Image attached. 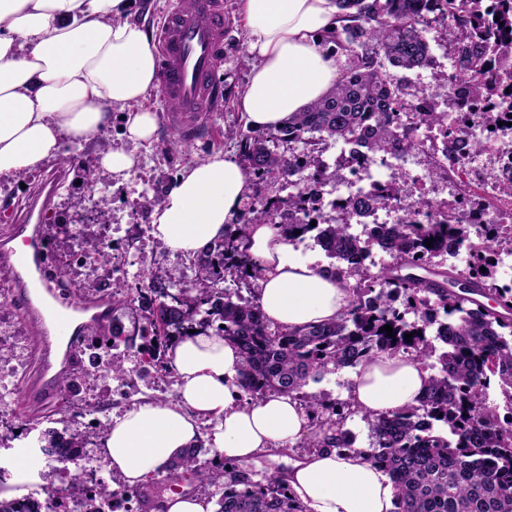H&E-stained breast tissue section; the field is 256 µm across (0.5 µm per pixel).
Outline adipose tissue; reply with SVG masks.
Returning a JSON list of instances; mask_svg holds the SVG:
<instances>
[{
  "label": "adipose tissue",
  "instance_id": "adipose-tissue-1",
  "mask_svg": "<svg viewBox=\"0 0 512 512\" xmlns=\"http://www.w3.org/2000/svg\"><path fill=\"white\" fill-rule=\"evenodd\" d=\"M132 0H0V180L41 167L63 145L76 148L126 112L125 135L152 142L158 125L142 101L157 88L151 34L132 20ZM248 50L258 62L239 100L247 127L273 130L323 98L339 80L327 37L332 0H241ZM251 191L246 167L216 153L187 167L152 215L153 233L187 257L223 238ZM244 247L260 269L259 302L278 325L334 320L350 294L339 275L296 258L271 224L250 225ZM178 375L175 401H150L111 418L102 443L113 473L139 486L187 449L202 445L242 466L268 448L294 446L310 431L306 412L283 394L240 404L236 346L200 329L167 353ZM430 372L398 354L360 367L350 391L359 410L415 404ZM209 420V434L199 423ZM285 484L312 512H394L396 489L364 449H324L296 462Z\"/></svg>",
  "mask_w": 512,
  "mask_h": 512
}]
</instances>
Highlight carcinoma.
<instances>
[{
	"instance_id": "obj_1",
	"label": "carcinoma",
	"mask_w": 512,
	"mask_h": 512,
	"mask_svg": "<svg viewBox=\"0 0 512 512\" xmlns=\"http://www.w3.org/2000/svg\"><path fill=\"white\" fill-rule=\"evenodd\" d=\"M333 2L340 25L330 41L344 58L343 78L281 128L239 133L238 156L249 170L258 203L243 209L224 239L207 251L152 275L144 288L116 282L114 294L134 291L146 305L151 344L145 354L171 383L177 374L166 350L173 338L206 327L235 343L242 354L237 386L249 400L279 393L304 406L311 432L298 443L303 448L353 449L344 426L359 414L349 399L326 403L303 392L309 382L339 368L361 367L380 353H402L425 366L436 352L432 340L442 342L446 350L438 356L439 373L430 377L417 404L362 414L372 428L368 460L395 483V512H512V288L500 286L494 271V257L512 252V237L499 224H484L476 244L459 212H433L423 198L401 204L406 174L398 169L386 187L347 201L354 214L375 203L400 205L401 221L384 229V247L394 263L374 273L363 263L349 262L354 253H370L372 241L351 233L345 216L314 217L306 208L315 187L338 176V167L321 159L328 140L368 139L373 162L381 154L420 153L429 174L467 185L465 158L444 164L414 136L422 124L439 128L448 138L456 137L458 129L430 105L431 93L408 90L391 69L426 67L432 54L425 30L436 24L445 30L455 76L469 80L478 95L490 93L492 83L479 76L492 57L512 54V45L500 38L503 30L512 29V0H494L490 10L485 0ZM286 178L295 187L288 198L260 197L263 185ZM511 199L512 178L482 208ZM284 206L299 215V223L277 222ZM314 218L318 223L313 226ZM251 224H274L293 241L315 233L316 244L336 260L329 269L345 278L351 294L336 320L289 329L267 319L257 297L261 271L242 249ZM450 238L469 242L471 262L464 270L433 263L448 254ZM427 239L432 246H426ZM228 280L236 289L221 287ZM243 290L251 298L242 297ZM399 297L405 300L403 311L394 306ZM410 312L412 321L406 319ZM386 324L393 328L391 337L383 330ZM494 382L503 396L502 411L484 402ZM106 429L102 419L92 427L50 428L38 438L40 451L52 460L77 453L102 438ZM200 453L193 448L167 468L163 487L179 480L182 469L201 487L216 490L217 512H309L291 496L281 470L267 469L255 481L233 466L201 465ZM66 490L85 494L86 512H100V499L141 496L138 486L115 477L95 482L82 468L70 475Z\"/></svg>"
}]
</instances>
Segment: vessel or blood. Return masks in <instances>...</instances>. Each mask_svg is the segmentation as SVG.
<instances>
[{
	"label": "vessel or blood",
	"instance_id": "vessel-or-blood-1",
	"mask_svg": "<svg viewBox=\"0 0 512 512\" xmlns=\"http://www.w3.org/2000/svg\"><path fill=\"white\" fill-rule=\"evenodd\" d=\"M155 28L159 86L168 104V119L179 132L195 135L210 113L224 106V89L216 78L229 33L224 0H172L170 8L156 19ZM49 199L46 190L33 196L14 228L15 235L26 243L24 253H17L8 239L0 240V266L14 281L13 298L27 313L42 354L36 372L24 386L25 396L34 405L45 403L57 392L59 376L48 353L60 334L68 336L66 359L70 369H78L86 339L100 320L95 314L72 325L65 314L55 312L50 302L37 305L30 297V283L46 280L47 252L39 218Z\"/></svg>",
	"mask_w": 512,
	"mask_h": 512
}]
</instances>
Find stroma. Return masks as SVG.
Masks as SVG:
<instances>
[{
  "instance_id": "35a3bbf8",
  "label": "stroma",
  "mask_w": 512,
  "mask_h": 512,
  "mask_svg": "<svg viewBox=\"0 0 512 512\" xmlns=\"http://www.w3.org/2000/svg\"><path fill=\"white\" fill-rule=\"evenodd\" d=\"M224 10L231 25V43L219 76L232 97L223 111L214 114L189 148L174 143V131L166 122L167 105L155 91L144 102L145 107L157 116L158 130L152 144L135 145L128 141L123 135L124 114L116 110L112 113L111 124L82 148L63 147L57 159L21 175L20 179L0 182V233L5 235L11 231L29 198L44 180L55 172H63L57 193L43 213L41 222L49 230L52 258L68 267L72 299L86 298L90 289L82 269L70 263V252L80 236L111 239L119 258V276L131 284L148 279L158 268L177 265V258L169 254L161 240H154L152 253L138 251L143 229L150 226L154 209L161 204L166 191L187 165L218 150L236 155L233 133L244 125L238 100L257 59L247 49L248 37L240 0H224ZM106 145L136 155L138 165L133 176L123 178L102 169L100 152ZM88 170L95 171L99 184L109 185L110 190L103 216L77 230L73 227L75 220L88 209L89 191L81 183L84 172ZM142 347V342L138 341L127 351L128 377L113 380L108 391L102 390L99 384H91L81 401L60 393L47 404L32 409L28 407L21 388L11 380L0 381V393L6 396L5 403L0 405V421L12 427L11 434L0 441V479H12L16 469L21 467L26 471L25 493H34L45 485L52 488L59 485L54 461L43 456L35 442L42 431L53 427L55 421L82 426L86 419L84 403L111 399L110 413L118 416L145 400L172 397L174 387L159 378L155 370L146 371L139 365L138 351Z\"/></svg>"
}]
</instances>
